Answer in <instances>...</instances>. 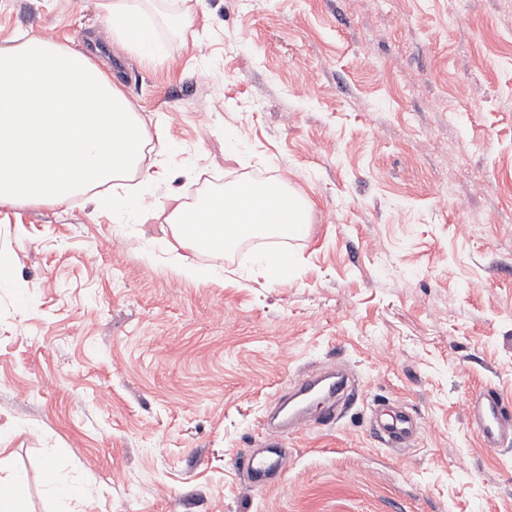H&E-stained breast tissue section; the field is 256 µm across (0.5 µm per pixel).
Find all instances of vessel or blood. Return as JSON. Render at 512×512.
<instances>
[{
    "label": "vessel or blood",
    "instance_id": "vessel-or-blood-1",
    "mask_svg": "<svg viewBox=\"0 0 512 512\" xmlns=\"http://www.w3.org/2000/svg\"><path fill=\"white\" fill-rule=\"evenodd\" d=\"M354 375L342 367L327 370L311 368L302 372L293 383L288 408V425L305 424V411L313 402L324 400L328 406L322 418L331 422L335 419L333 400L348 397L354 390ZM465 414L469 425L485 446L498 448L512 438V424L506 423L499 397L485 392L468 398ZM377 427L386 442L392 446H410L422 432V425L414 413L402 411L386 420L378 421ZM269 448L246 453L240 460L251 486L261 487L267 475L282 468V451L278 449L279 429L268 426Z\"/></svg>",
    "mask_w": 512,
    "mask_h": 512
}]
</instances>
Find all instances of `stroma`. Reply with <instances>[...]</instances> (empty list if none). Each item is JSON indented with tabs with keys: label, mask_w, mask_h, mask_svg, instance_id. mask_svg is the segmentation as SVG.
Masks as SVG:
<instances>
[{
	"label": "stroma",
	"mask_w": 512,
	"mask_h": 512,
	"mask_svg": "<svg viewBox=\"0 0 512 512\" xmlns=\"http://www.w3.org/2000/svg\"><path fill=\"white\" fill-rule=\"evenodd\" d=\"M145 61L84 0H0V42L51 31L111 67L173 142L151 206H0V430L31 512H512V443L483 445L466 398L512 402V0H153ZM183 14L176 29L165 16ZM311 204L285 281L266 245L181 246L160 212L238 180ZM451 195L437 197L439 188ZM187 262L209 270L185 277ZM483 282L474 292L470 282ZM230 308L233 319L214 313ZM357 378L335 422L285 434L283 470L238 461L297 374ZM423 430L392 450L377 407ZM290 257L286 253H267L261 257V268L268 281L278 282L288 271Z\"/></svg>",
	"instance_id": "35a3bbf8"
}]
</instances>
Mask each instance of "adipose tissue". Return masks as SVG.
<instances>
[{
  "instance_id": "adipose-tissue-1",
  "label": "adipose tissue",
  "mask_w": 512,
  "mask_h": 512,
  "mask_svg": "<svg viewBox=\"0 0 512 512\" xmlns=\"http://www.w3.org/2000/svg\"><path fill=\"white\" fill-rule=\"evenodd\" d=\"M142 0H98L106 30L143 59L157 52ZM134 106L88 54L23 33L0 44V204L69 206L135 215L163 167ZM135 186H128V177ZM310 205L276 179L241 182L196 204L171 195L166 217L183 245L214 254L241 240L306 234Z\"/></svg>"
}]
</instances>
